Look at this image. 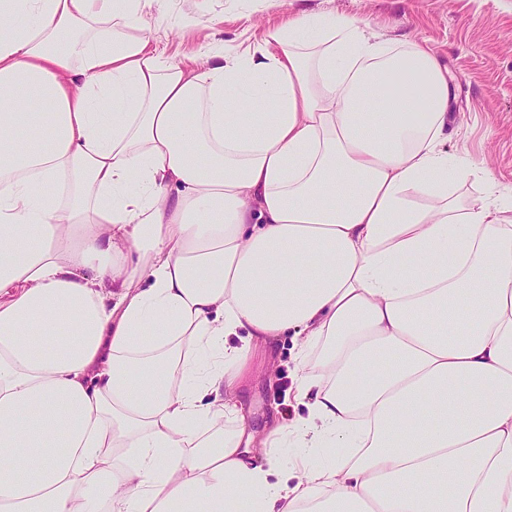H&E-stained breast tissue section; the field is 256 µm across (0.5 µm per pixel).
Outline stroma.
Instances as JSON below:
<instances>
[{"instance_id": "obj_1", "label": "stroma", "mask_w": 512, "mask_h": 512, "mask_svg": "<svg viewBox=\"0 0 512 512\" xmlns=\"http://www.w3.org/2000/svg\"><path fill=\"white\" fill-rule=\"evenodd\" d=\"M165 9L172 29L145 35L181 66L210 48L257 42L303 10L351 16L391 39L427 41L455 86L445 149L486 163L512 193V0H166ZM296 354L287 337L253 357L241 400L255 431L306 417L294 397Z\"/></svg>"}]
</instances>
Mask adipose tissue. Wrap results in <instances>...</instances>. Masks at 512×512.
<instances>
[{
    "label": "adipose tissue",
    "instance_id": "obj_1",
    "mask_svg": "<svg viewBox=\"0 0 512 512\" xmlns=\"http://www.w3.org/2000/svg\"><path fill=\"white\" fill-rule=\"evenodd\" d=\"M151 22L0 0V512H512V197L447 66L304 12L185 68ZM285 336L308 414L260 437ZM297 351L288 336L252 358L241 400L251 427L259 433L275 422L293 423L307 416L306 406L294 398Z\"/></svg>",
    "mask_w": 512,
    "mask_h": 512
}]
</instances>
